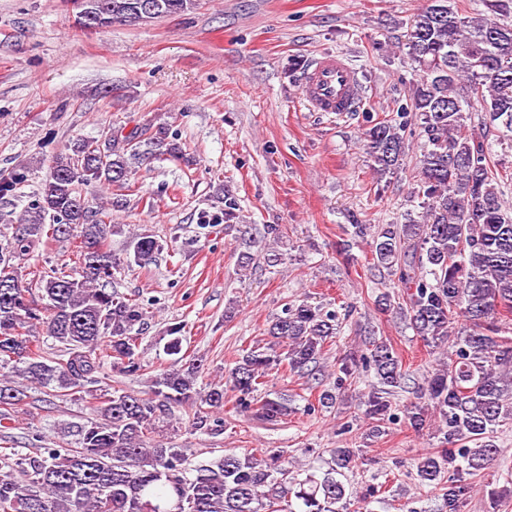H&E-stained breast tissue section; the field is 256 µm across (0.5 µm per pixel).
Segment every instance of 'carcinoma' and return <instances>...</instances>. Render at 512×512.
I'll return each instance as SVG.
<instances>
[{"label":"carcinoma","instance_id":"obj_1","mask_svg":"<svg viewBox=\"0 0 512 512\" xmlns=\"http://www.w3.org/2000/svg\"><path fill=\"white\" fill-rule=\"evenodd\" d=\"M106 22L147 25L182 15L197 0H156L140 13L138 0H94ZM484 10L465 16L458 0H427L407 28V56L419 71L410 104L390 119L374 120L364 147L373 173H398L406 151V128L416 120L423 146L418 218L403 224L347 227L343 253L370 243L373 267L387 271L395 291L377 296L383 313L403 314L432 351L451 349L448 362L424 378L414 400L393 409L391 396L409 374L396 349L368 338L365 348L336 359L333 385L318 394L331 409L363 372L376 382L360 404L367 436L401 422L417 433L435 427L441 448L418 459L420 484L441 487L453 512L501 455L503 427H512V169L494 159L485 130L512 150V0H481ZM168 128L135 127L104 142L78 139L51 161L32 200L0 221V438L13 429L14 412L29 388L47 396L78 397L97 417L73 426L74 447L44 446L36 455L0 454V512H348L339 479L359 459L358 448H334L329 468L287 481L288 467L276 452L265 456L231 451L219 460L188 467L191 449L169 441L175 412L194 430L224 434L227 392L236 412L270 422L292 413L288 397L264 390L285 365L313 378L344 314L305 300L284 304L267 328L263 346L241 349L225 381L198 385L203 364L181 355L182 327L169 326L164 352L170 366L153 376L149 393L112 385V374L143 371L139 340L147 308L112 289L117 271L155 260L165 244L146 232L127 237L112 252L109 237L123 229L95 210L82 187L125 182L149 154H175ZM231 227L238 204L216 191ZM274 244L288 237L283 224L263 225ZM73 244L77 270H33L23 278L20 262L53 241ZM57 344L47 354L34 329ZM11 366L12 374L1 369ZM453 469L459 479L442 485Z\"/></svg>","mask_w":512,"mask_h":512}]
</instances>
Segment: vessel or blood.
<instances>
[{
  "instance_id": "obj_1",
  "label": "vessel or blood",
  "mask_w": 512,
  "mask_h": 512,
  "mask_svg": "<svg viewBox=\"0 0 512 512\" xmlns=\"http://www.w3.org/2000/svg\"><path fill=\"white\" fill-rule=\"evenodd\" d=\"M301 95L311 111L340 115L357 107L362 90L354 68L346 60L323 55L308 66Z\"/></svg>"
}]
</instances>
